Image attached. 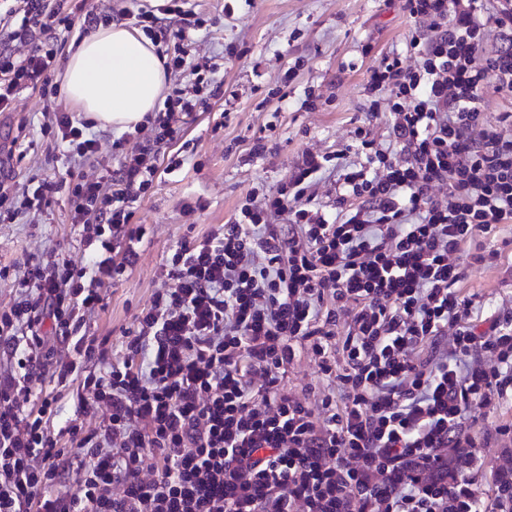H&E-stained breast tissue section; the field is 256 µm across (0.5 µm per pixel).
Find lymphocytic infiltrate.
<instances>
[{
	"label": "lymphocytic infiltrate",
	"instance_id": "obj_1",
	"mask_svg": "<svg viewBox=\"0 0 512 512\" xmlns=\"http://www.w3.org/2000/svg\"><path fill=\"white\" fill-rule=\"evenodd\" d=\"M403 8L418 63L384 56L366 84L388 97L387 142L359 126L345 148L359 164L306 154L276 191L251 189L227 222L183 235L114 358L85 316L134 265L150 230L133 205L183 164L184 126L207 106L189 51L199 24L187 0L153 12L118 0L107 16L87 0H0V112L26 89L57 94L52 33L78 18L88 31L108 17L144 27L194 77L117 168L86 177L96 135L53 112L41 132L76 177L32 188L0 170L7 219L66 192L83 253L0 267L14 292L0 309V512H512V419L486 428L474 415L512 404V306L461 288L467 267L512 252V113L492 122L482 104L490 85L512 96V0ZM491 31L498 46L479 57ZM328 175L329 206L316 193ZM303 355L319 381L287 392ZM482 441L506 450L488 497L463 470ZM75 452L87 460L76 470Z\"/></svg>",
	"mask_w": 512,
	"mask_h": 512
}]
</instances>
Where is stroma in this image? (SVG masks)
Segmentation results:
<instances>
[{
  "label": "stroma",
  "instance_id": "obj_1",
  "mask_svg": "<svg viewBox=\"0 0 512 512\" xmlns=\"http://www.w3.org/2000/svg\"><path fill=\"white\" fill-rule=\"evenodd\" d=\"M202 25L193 36L197 59H215L219 86L205 111L185 127L190 151L183 165L155 179L135 204V220L152 234L130 275L99 293L105 304L86 320L90 336L109 337L120 354L122 334L139 308L163 288L161 266L187 230L209 233L225 223L248 190H276L305 153L336 156L370 108L364 87L381 57L406 49L414 23L401 0H192ZM320 95L303 108L307 92ZM65 95L23 91L12 112L0 114V151L17 182L58 180L69 166L41 133L44 115L67 112ZM276 131L263 157L249 158L267 125ZM82 256L67 194L39 216L0 223V264L19 268L44 249ZM467 291L512 305V274L469 267Z\"/></svg>",
  "mask_w": 512,
  "mask_h": 512
}]
</instances>
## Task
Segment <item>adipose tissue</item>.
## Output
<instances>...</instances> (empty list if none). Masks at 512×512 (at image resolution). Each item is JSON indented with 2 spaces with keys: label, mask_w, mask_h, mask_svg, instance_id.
I'll use <instances>...</instances> for the list:
<instances>
[{
  "label": "adipose tissue",
  "mask_w": 512,
  "mask_h": 512,
  "mask_svg": "<svg viewBox=\"0 0 512 512\" xmlns=\"http://www.w3.org/2000/svg\"><path fill=\"white\" fill-rule=\"evenodd\" d=\"M64 83L77 112L104 126L130 129L155 110L167 73L149 38L113 24L78 45L67 62Z\"/></svg>",
  "instance_id": "ef3b65f1"
}]
</instances>
